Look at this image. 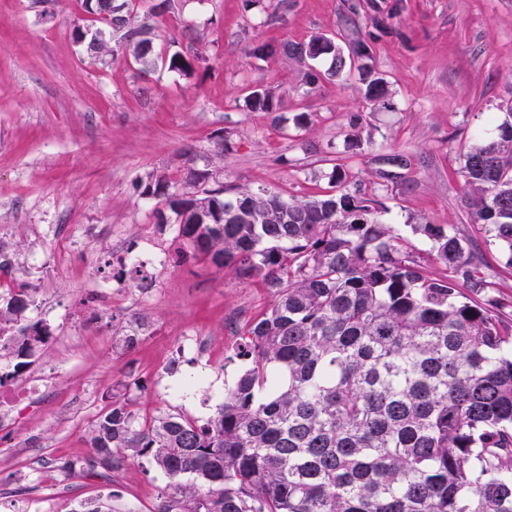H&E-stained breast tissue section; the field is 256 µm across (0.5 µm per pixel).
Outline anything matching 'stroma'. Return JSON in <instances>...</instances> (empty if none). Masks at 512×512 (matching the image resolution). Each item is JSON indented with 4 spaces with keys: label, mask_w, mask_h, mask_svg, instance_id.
<instances>
[{
    "label": "stroma",
    "mask_w": 512,
    "mask_h": 512,
    "mask_svg": "<svg viewBox=\"0 0 512 512\" xmlns=\"http://www.w3.org/2000/svg\"><path fill=\"white\" fill-rule=\"evenodd\" d=\"M157 48L197 58L192 75L143 70L131 56L93 64L71 38L89 25L81 0H0V307L28 290L26 314L51 334L21 382L34 395L0 416V512L25 499L55 512L109 498L114 512H152L167 476L147 460L116 481L69 477L59 459L89 453L90 431L120 395L141 416L207 420L243 368L240 333L270 304L260 282L204 257L176 263L174 222L143 196L148 180L182 181L187 165L235 190L286 197L326 191L334 159L374 187L387 223L403 226L413 256L430 245L414 224L452 225L482 253L489 296L512 314V270L469 203L464 154L493 134L512 104V0H175ZM324 35L341 48L369 42L343 77L306 89L307 66L285 55L249 56L256 43ZM386 81L392 106L363 95L361 75ZM270 89L277 114L247 99ZM311 117L308 127L296 114ZM359 148H349L353 126ZM411 161L405 180L380 185L383 155ZM193 162H186L185 153ZM153 286L124 273L129 258ZM131 335L134 345L113 349ZM201 378L175 398L172 387Z\"/></svg>",
    "instance_id": "stroma-1"
}]
</instances>
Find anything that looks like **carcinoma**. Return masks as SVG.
Masks as SVG:
<instances>
[{
	"mask_svg": "<svg viewBox=\"0 0 512 512\" xmlns=\"http://www.w3.org/2000/svg\"><path fill=\"white\" fill-rule=\"evenodd\" d=\"M99 36L73 41L98 61L106 32L124 31L144 69L190 75L191 58L155 52L151 18L131 26L135 0H95ZM346 60L321 35L250 55ZM366 97L390 105L385 81L365 73ZM254 111L274 110L257 89ZM475 223L512 268V107L492 138L464 155ZM331 190L307 200L271 188L172 189L166 175L142 195L175 214L179 259L202 255L258 280L269 307L246 324L235 356L246 364L208 420L140 419L112 397L90 433V453L58 462L69 476L113 479L145 459L168 477L153 512H512V315L483 299L490 286L476 250L446 224H415L447 274L404 249L381 220L375 193L344 163ZM49 337L18 329L14 372Z\"/></svg>",
	"mask_w": 512,
	"mask_h": 512,
	"instance_id": "1",
	"label": "carcinoma"
}]
</instances>
